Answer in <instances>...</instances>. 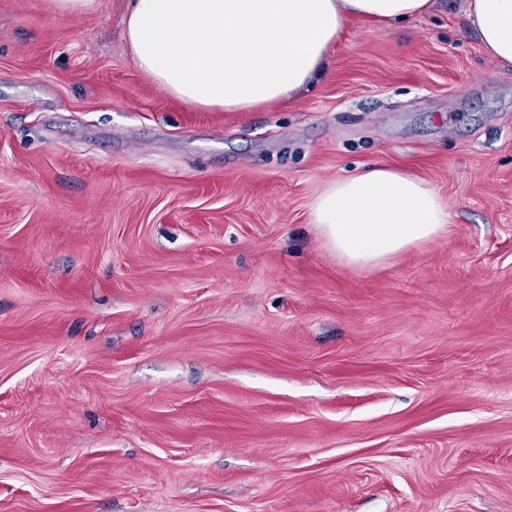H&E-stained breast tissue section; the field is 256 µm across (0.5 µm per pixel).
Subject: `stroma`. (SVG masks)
I'll list each match as a JSON object with an SVG mask.
<instances>
[{"mask_svg": "<svg viewBox=\"0 0 512 512\" xmlns=\"http://www.w3.org/2000/svg\"><path fill=\"white\" fill-rule=\"evenodd\" d=\"M465 4L224 112L128 0H0V512H512V66ZM370 164L449 226L351 267L310 204Z\"/></svg>", "mask_w": 512, "mask_h": 512, "instance_id": "stroma-1", "label": "stroma"}]
</instances>
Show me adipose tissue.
<instances>
[{
  "label": "adipose tissue",
  "instance_id": "1",
  "mask_svg": "<svg viewBox=\"0 0 512 512\" xmlns=\"http://www.w3.org/2000/svg\"><path fill=\"white\" fill-rule=\"evenodd\" d=\"M433 0H129L124 37L137 68L169 96L244 112L292 100L326 71L346 22L427 14ZM486 53L512 65V0H467ZM310 217L325 248L371 267L441 235L448 209L421 178L370 165L330 181Z\"/></svg>",
  "mask_w": 512,
  "mask_h": 512
}]
</instances>
